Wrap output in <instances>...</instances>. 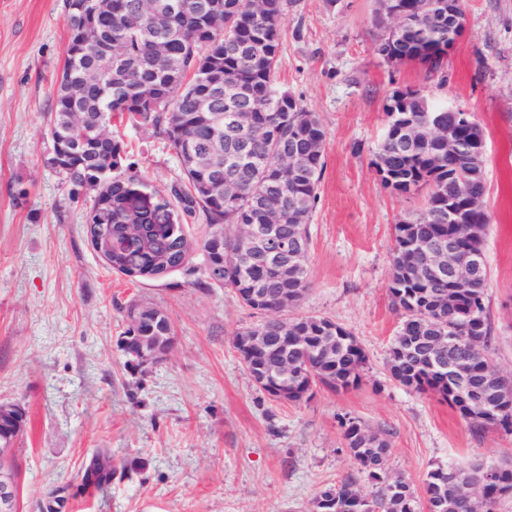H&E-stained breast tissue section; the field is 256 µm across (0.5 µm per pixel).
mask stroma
<instances>
[{"instance_id":"stroma-1","label":"stroma","mask_w":512,"mask_h":512,"mask_svg":"<svg viewBox=\"0 0 512 512\" xmlns=\"http://www.w3.org/2000/svg\"><path fill=\"white\" fill-rule=\"evenodd\" d=\"M373 9L374 0H295L284 21L280 83L325 130L311 286L292 314L340 323L368 356L359 387H320L293 404L259 390L233 345L264 315L207 283L211 226L185 223L190 261L159 278L113 271L93 248L85 220L94 193L71 195L43 139L67 42L65 0H0V404L25 415L17 512H46L58 489L62 512H312L321 489L354 466L342 436L348 417L388 431L390 469L417 489L439 465L512 459V434L473 433L446 401L388 376L401 323L389 293L394 226L415 218L424 196L392 192L371 166L395 88L425 87L480 124L491 357L512 373V0H463L465 32L441 84L418 63L380 62ZM120 133L150 188L179 180L162 137ZM134 305L172 321L173 348L157 364L129 365L121 349ZM101 448L119 469L110 486L84 489Z\"/></svg>"}]
</instances>
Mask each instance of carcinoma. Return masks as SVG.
Instances as JSON below:
<instances>
[{"mask_svg":"<svg viewBox=\"0 0 512 512\" xmlns=\"http://www.w3.org/2000/svg\"><path fill=\"white\" fill-rule=\"evenodd\" d=\"M100 0H67L68 40L64 62L51 93L44 137L50 143L65 140L76 149V163L55 172L61 183L82 186L85 179L101 176L100 197L106 205L97 213L107 219L93 223L112 225V268L127 275L151 277L160 271L159 260L176 265L189 258L190 244L180 227L184 215L199 216L212 227H224V273H209L214 283L231 289L245 306L256 309L250 291L261 288L271 300L283 289L293 305L310 287L309 271L275 278L272 264L262 253L233 255L237 227L262 224L268 209L283 214L279 234L308 253L309 224L318 199L325 161V132L318 115L279 82L282 27L292 0H263V11L252 0H154L151 19L141 25L111 15L94 13ZM404 25L388 28L392 15ZM464 18L461 0H376L373 23L379 34L375 53L387 65L417 62L437 73L448 57V41L455 18ZM167 44V54L155 53L156 42ZM103 70L97 82L85 85L79 102L72 103L68 77L83 78L89 70ZM84 120L75 125L71 113ZM224 115L223 134L214 132L213 115ZM397 118L387 124L373 155L372 166L383 173L385 187L397 194L427 189L421 214L394 227L392 265L401 269V254L409 245L425 246L450 234L448 208L461 205L465 192H485L484 172L468 168L465 157L448 158V145L428 130L417 141H404L402 128L423 123L432 113L443 122L452 120L448 106L438 104L420 87L397 88L387 97L385 114ZM135 128L151 129L163 137L177 155L183 177L170 187V196L150 190L132 165L126 163L127 144L114 135L93 139L92 130L114 119ZM262 125L267 138L254 141L250 127ZM283 148L297 154L292 182L281 181L276 157ZM242 187L239 196L226 199L219 192L224 181ZM137 188L154 197L151 206L122 201ZM489 273L467 291L455 309L442 307L437 295L448 288L420 268L401 275L390 287L402 324L386 358L392 380L419 394L452 400L451 407L480 432L488 425L485 411L501 405L503 430L512 433V382L497 378L490 358L493 332L485 304ZM333 328L336 349L327 356L317 351V337ZM270 349L267 363L282 359L298 366L288 378V402L300 403L304 385H322L347 391L360 385L367 365L362 346L345 327L326 317L303 316L288 324V332L305 336V343L285 347L278 326L267 324ZM453 329L460 340L438 356L441 369L429 358L430 337ZM482 340L483 353L468 352L466 339ZM471 360L469 379L461 385L448 375L446 365ZM349 418L342 422L343 439L355 468L326 485L322 499L335 493L330 512H360L361 478L376 488L369 497L372 512H465L461 477L479 474L477 460L437 466L427 473L423 494L389 468L390 443L384 431L361 447ZM115 470L89 467L84 482L97 487L112 483ZM490 509L512 495V464L497 466L490 485Z\"/></svg>","mask_w":512,"mask_h":512,"instance_id":"carcinoma-1","label":"carcinoma"}]
</instances>
